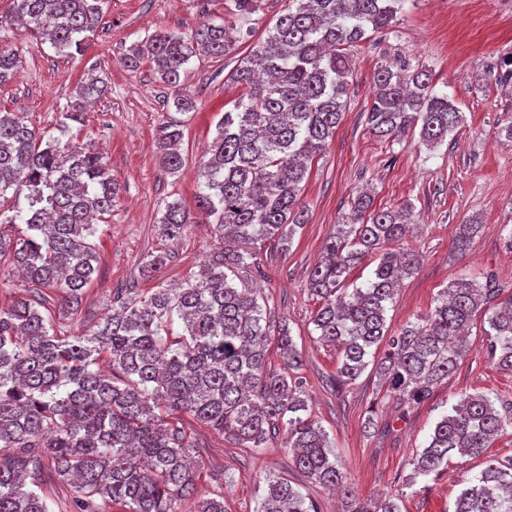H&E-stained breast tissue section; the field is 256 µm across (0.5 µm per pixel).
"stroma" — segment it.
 <instances>
[{
  "label": "stroma",
  "mask_w": 512,
  "mask_h": 512,
  "mask_svg": "<svg viewBox=\"0 0 512 512\" xmlns=\"http://www.w3.org/2000/svg\"><path fill=\"white\" fill-rule=\"evenodd\" d=\"M234 17L233 0H107L85 54L71 59L18 22L12 0H0V46L22 61L17 77L0 86V112L23 113L45 137L63 140L67 134L59 114L73 101L78 82L93 73L107 85L106 94L86 106L77 138L100 150L120 192L110 217L98 225V271L81 314L57 319L60 333L97 323L115 292H146L157 281L170 283L197 271L216 247L209 225H190L169 242L160 240L154 226L166 202L195 205L202 153L217 120L239 94L224 81L234 59H192L180 84L170 87L155 79L149 64L134 70L123 56L155 32L186 36L201 22L230 23ZM510 51L512 0H406L390 32L362 42L351 55L344 117L302 184L304 225L288 251L273 241L262 244L259 267L241 276L242 287L265 299L301 351L303 389L341 457L349 486L363 500L398 498L401 512H453L468 479L490 461L512 457L510 426L482 456L453 455L429 490L417 493L406 485L412 455L426 446L448 408L475 392L512 402V372L490 362L479 313L469 328V354L424 402L396 408L371 368L354 384L335 389L331 381L340 354L316 340L312 319L318 303L307 290V277L326 237L350 212L352 198L365 190L378 210L411 205L418 224L401 246L418 253L420 265L403 280L386 314L390 331L424 317L448 282L465 273H491L512 294V252L504 246L512 222V141L500 132L512 120V86L499 82L501 59ZM399 58L428 69L436 92L448 95L464 115L463 128L435 148L414 137L384 141L368 128L374 73ZM181 95L193 103L185 113L173 106ZM170 122L182 131L183 166L173 175L161 167L158 144L162 126ZM461 224L480 227L463 257L453 249ZM161 248L170 258L160 279L143 277L142 259ZM372 412L380 431L365 426ZM179 420L192 434L194 454L203 464L200 495H223L227 512H253L258 487L270 473L290 480L320 512H341L340 496L298 472L281 438L269 439L263 448H241L191 416L183 414Z\"/></svg>",
  "instance_id": "stroma-1"
}]
</instances>
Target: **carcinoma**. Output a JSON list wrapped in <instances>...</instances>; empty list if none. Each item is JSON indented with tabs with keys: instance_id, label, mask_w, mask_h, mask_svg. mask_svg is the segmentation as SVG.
I'll return each instance as SVG.
<instances>
[{
	"instance_id": "1",
	"label": "carcinoma",
	"mask_w": 512,
	"mask_h": 512,
	"mask_svg": "<svg viewBox=\"0 0 512 512\" xmlns=\"http://www.w3.org/2000/svg\"><path fill=\"white\" fill-rule=\"evenodd\" d=\"M405 0H288L273 33L224 77L240 90L233 109L215 124L204 151L196 207L175 199L155 231L175 239L190 224H211L221 246L198 273L147 296L119 298L101 321L69 336L43 316L42 291L57 294L75 314L98 263L94 220L112 212L119 185L99 152L74 139L41 140L18 112L0 113V198L12 192V214L0 218V264L17 270L28 288L0 305V512H53L41 485L58 480L73 489L69 512H98V500L124 512H176L192 499L195 512H225L224 497L197 499L195 443L173 421L193 416L242 448H263L283 430V447L315 484L340 486L339 456L309 412L294 374L302 359L288 327L247 289L235 286L255 265L256 245L273 240L288 251L301 228L300 184L329 146L346 107L354 48L390 29ZM18 18L66 57L84 55L105 0H14ZM234 26L204 22L189 36L158 32L129 48L125 63L144 62L167 86L179 85L193 57L221 59L236 46ZM19 60L0 48V85L14 80ZM370 130L400 140L419 132L433 147L464 124L463 113L432 87L423 67L383 65L374 77ZM90 78L60 114L69 130L83 125L81 101L100 97ZM181 130L165 128L163 167L178 173ZM413 223L412 207L371 210L357 196L351 217L326 239L307 289L319 303L312 320L321 344L341 350L336 385L354 383L372 349L386 343L376 374L397 404H419L469 351L466 327L487 315L490 360L512 371V296L491 276L448 282L423 319L387 336L386 311L418 258L387 248ZM477 224H462L455 252L466 253ZM379 255L365 287L345 288L350 271ZM168 262L151 252L140 273ZM182 330L174 332L175 321ZM277 332L280 370L268 366ZM512 418L484 393L469 394L436 422L428 444L412 458L407 485L432 479L454 454L479 456ZM49 473H44L45 461ZM345 512H400L395 498L362 501L346 494ZM255 512H318L287 480L265 479ZM453 512H512V461L489 464L454 502Z\"/></svg>"
}]
</instances>
